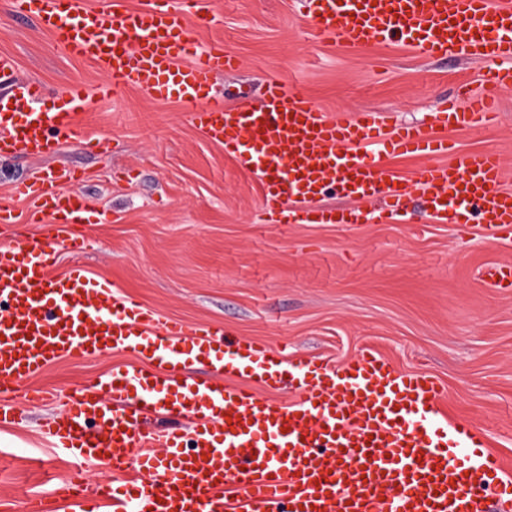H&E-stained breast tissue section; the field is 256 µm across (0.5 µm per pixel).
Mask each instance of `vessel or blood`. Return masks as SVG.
<instances>
[{"mask_svg":"<svg viewBox=\"0 0 512 512\" xmlns=\"http://www.w3.org/2000/svg\"><path fill=\"white\" fill-rule=\"evenodd\" d=\"M29 20L49 27L65 51L105 75L104 99L138 88L157 99L178 96L193 120L223 144L241 168L260 178L269 215L297 211L320 224L361 217L358 205L380 201L397 214L405 190L385 156L427 158L418 179L439 224H477L512 242V191L501 187L493 151L451 149L450 127L478 128L497 118L498 96L512 87V5L489 0H307L320 40L349 48L404 45L432 58L507 60L488 72L467 108L434 113L429 124L387 125L373 111L338 118L322 112L300 84L267 85L261 103L231 108L202 92L238 66L236 56L200 49L167 0L129 13L100 11L83 0H16ZM15 61L0 56V152L41 158L51 131H73L88 102L82 85L67 89L54 111L39 107V81L14 79ZM375 147L367 159L361 150ZM354 200L349 211L325 209L327 189ZM14 193L47 214L59 230L53 246L37 240L0 244V426L18 414L3 398L63 357L127 352L137 361L91 380L69 407L44 425L53 446L79 467L51 501L28 512H495L512 507V480L481 425L449 417L444 385L403 372L370 348L332 364L288 356L267 343L225 334L147 308L84 265L54 273L58 249L83 250L75 227L93 224L81 194L18 182ZM208 372L190 374L192 365ZM289 385L282 403L275 392ZM104 462L110 481L85 487L83 466Z\"/></svg>","mask_w":512,"mask_h":512,"instance_id":"1","label":"vessel or blood"}]
</instances>
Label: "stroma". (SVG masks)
<instances>
[{
  "mask_svg": "<svg viewBox=\"0 0 512 512\" xmlns=\"http://www.w3.org/2000/svg\"><path fill=\"white\" fill-rule=\"evenodd\" d=\"M183 22L199 45L222 43L241 67L214 90L230 106L257 103L268 81L303 83L322 111L349 117L369 110L396 124L426 123L449 99L478 93L496 59L433 60L405 46L343 50L311 38L297 0H196ZM0 54L16 74L48 89L49 111L72 84L89 94L71 136L53 154L0 155V208L19 223L1 229L15 240H45L51 225L12 192L14 184L68 169L99 216L83 234L87 249L61 253L111 281L154 311L206 325L222 322L243 339L287 347L298 356L345 360L371 347L398 369L424 371L446 387L449 416L480 424L512 476V289L488 285L482 272L512 264V244L480 230L433 221L415 180L424 161L388 156L408 185L400 216L365 202L361 224H279L264 213L257 179L211 142L176 99L159 101L127 88L100 99L104 76L68 55L11 0H0ZM95 132L98 143L83 139ZM460 152L492 150L512 189V88L500 95L496 126L447 129ZM123 353L61 359L9 398L21 414L0 428V512H25L49 496L72 462L42 436L69 395L124 366ZM54 393L28 401L31 385Z\"/></svg>",
  "mask_w": 512,
  "mask_h": 512,
  "instance_id": "stroma-1",
  "label": "stroma"
}]
</instances>
